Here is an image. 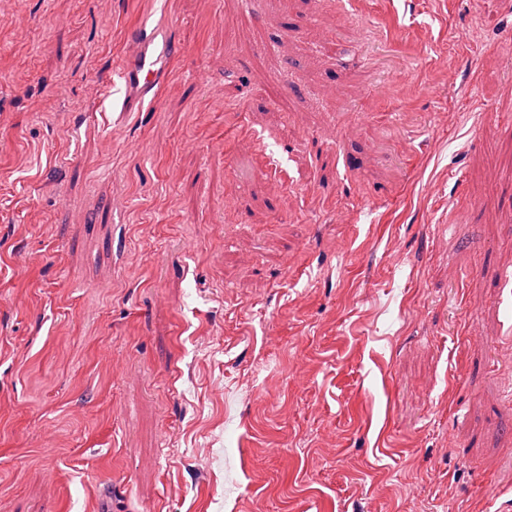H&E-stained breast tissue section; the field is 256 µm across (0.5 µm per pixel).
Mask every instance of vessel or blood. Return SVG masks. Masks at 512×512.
<instances>
[{
    "mask_svg": "<svg viewBox=\"0 0 512 512\" xmlns=\"http://www.w3.org/2000/svg\"><path fill=\"white\" fill-rule=\"evenodd\" d=\"M136 51L128 60L122 77L127 88L135 89L140 97L156 93L162 84L168 63L178 54L179 48L170 40H158L156 33L138 26L129 34Z\"/></svg>",
    "mask_w": 512,
    "mask_h": 512,
    "instance_id": "obj_1",
    "label": "vessel or blood"
}]
</instances>
